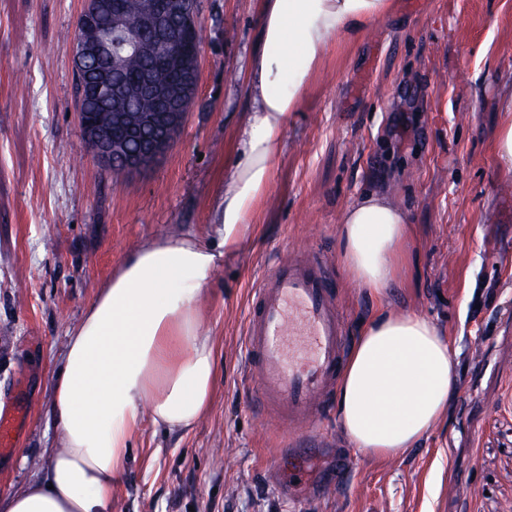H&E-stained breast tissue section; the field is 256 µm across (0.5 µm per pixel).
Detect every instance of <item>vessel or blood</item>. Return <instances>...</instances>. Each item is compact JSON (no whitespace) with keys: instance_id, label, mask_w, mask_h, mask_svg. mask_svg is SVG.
I'll return each instance as SVG.
<instances>
[{"instance_id":"obj_1","label":"vessel or blood","mask_w":512,"mask_h":512,"mask_svg":"<svg viewBox=\"0 0 512 512\" xmlns=\"http://www.w3.org/2000/svg\"><path fill=\"white\" fill-rule=\"evenodd\" d=\"M244 345L260 415L267 427L288 428L295 469L307 471L317 404L336 389L348 349L347 321L322 256L304 249L264 271L253 288Z\"/></svg>"}]
</instances>
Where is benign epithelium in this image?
<instances>
[{"label": "benign epithelium", "mask_w": 512, "mask_h": 512, "mask_svg": "<svg viewBox=\"0 0 512 512\" xmlns=\"http://www.w3.org/2000/svg\"><path fill=\"white\" fill-rule=\"evenodd\" d=\"M105 16L102 23L79 21L74 38V62L77 77H85L89 65L95 68L97 95L106 105L97 112H80L87 147L107 168L126 173L156 163L171 147L186 113L180 111L175 96L165 80L164 71H178L187 76L180 96L194 97L198 88L196 70L199 58L183 53L155 55V48L176 40L178 18L186 9L176 0H162L160 9L143 19L142 30L129 31L123 26L122 10L117 0H84L83 12ZM153 36V44L143 40V33ZM142 55L152 62L133 81L125 79L128 56ZM150 96L158 103L154 112H137L136 99Z\"/></svg>", "instance_id": "7a95c632"}]
</instances>
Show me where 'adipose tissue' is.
Listing matches in <instances>:
<instances>
[{
  "instance_id": "obj_1",
  "label": "adipose tissue",
  "mask_w": 512,
  "mask_h": 512,
  "mask_svg": "<svg viewBox=\"0 0 512 512\" xmlns=\"http://www.w3.org/2000/svg\"><path fill=\"white\" fill-rule=\"evenodd\" d=\"M389 10V0H262L248 81L253 110L224 174L213 241L190 232L154 239L115 270L70 330L53 377L48 413L57 442L48 469L0 496V512H112L143 421L181 435L209 410L218 377L205 307L213 274L252 234L279 135L331 45L358 38ZM409 233L406 213L384 193L362 195L341 216L340 259L376 301L398 275ZM458 389V365L438 327L380 311L352 344L337 418L352 447L388 460L430 436Z\"/></svg>"
}]
</instances>
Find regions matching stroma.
<instances>
[{
	"instance_id": "obj_1",
	"label": "stroma",
	"mask_w": 512,
	"mask_h": 512,
	"mask_svg": "<svg viewBox=\"0 0 512 512\" xmlns=\"http://www.w3.org/2000/svg\"><path fill=\"white\" fill-rule=\"evenodd\" d=\"M337 42L291 114L255 232L213 276L219 384L187 435L144 423L112 512H512V172L495 138L512 89V0H391ZM83 0H0V413L17 403L0 495L43 475L47 409L68 333L145 241L212 235L252 101L260 0H199L200 78L151 167L113 176L84 144L73 37ZM389 194L412 232L389 310L432 321L461 389L424 443L389 460L351 448L328 409L310 482L289 478L256 414L244 325L252 285L296 247L323 254L351 331L377 308L340 261L358 196Z\"/></svg>"
}]
</instances>
